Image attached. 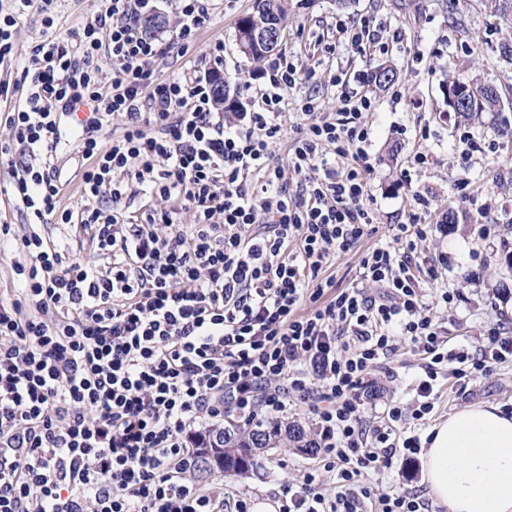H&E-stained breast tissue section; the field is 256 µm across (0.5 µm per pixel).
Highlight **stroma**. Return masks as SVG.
Wrapping results in <instances>:
<instances>
[{
    "instance_id": "obj_1",
    "label": "stroma",
    "mask_w": 512,
    "mask_h": 512,
    "mask_svg": "<svg viewBox=\"0 0 512 512\" xmlns=\"http://www.w3.org/2000/svg\"><path fill=\"white\" fill-rule=\"evenodd\" d=\"M254 0H214L211 18L200 29L188 50L173 49L158 59L154 74L168 78L204 62L216 40L224 42L221 74L230 84V95L243 111H250L263 89L260 67L245 62L235 38L237 20L251 11ZM102 0H32L16 34L25 51L43 37L45 16H52L57 30L68 34L102 10ZM374 16L398 33L400 42L382 56H349L355 76L352 88L371 87V73L387 63L400 73L389 89L375 92V109L365 119L372 128L368 193L376 200L380 222L373 234L350 251L337 255L328 270L337 288L350 287L358 276L362 255L388 241V227L408 221L413 191L424 192L430 205L428 222H444L420 246V259L439 260L438 278L422 286L433 311L448 331L452 349L472 348L485 327L501 323L512 329V139L500 133L501 120L485 117L483 123L464 125L448 106L446 84L479 76L496 87L502 98V120L512 122V62L500 54V44L512 36V14L491 12L486 0H350L340 9L336 0H289L283 50L302 67L334 66L323 56L319 41L336 38L337 18L358 20ZM428 164H414L417 153ZM28 156L21 145L0 158V225H10L0 237V301L11 302L19 283L13 266L25 262L24 236L39 233L66 255L91 264H103L91 229L77 224H32L5 192ZM456 295L442 304L441 291ZM424 372L418 357L402 346L387 355L361 390L369 421H379L389 403L410 406ZM430 422L475 403L490 402L512 409V366L495 369L460 392L451 380L438 378ZM318 459L284 448L266 452L259 474L250 478L215 472L204 486L222 485L225 492L248 500H277L282 486L300 483Z\"/></svg>"
}]
</instances>
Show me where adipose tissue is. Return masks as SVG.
Masks as SVG:
<instances>
[{
    "label": "adipose tissue",
    "instance_id": "ef3b65f1",
    "mask_svg": "<svg viewBox=\"0 0 512 512\" xmlns=\"http://www.w3.org/2000/svg\"><path fill=\"white\" fill-rule=\"evenodd\" d=\"M423 481L448 512H512V411L475 403L427 432Z\"/></svg>",
    "mask_w": 512,
    "mask_h": 512
}]
</instances>
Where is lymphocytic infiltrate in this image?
<instances>
[{
	"instance_id": "lymphocytic-infiltrate-1",
	"label": "lymphocytic infiltrate",
	"mask_w": 512,
	"mask_h": 512,
	"mask_svg": "<svg viewBox=\"0 0 512 512\" xmlns=\"http://www.w3.org/2000/svg\"><path fill=\"white\" fill-rule=\"evenodd\" d=\"M209 0H180L175 36H142L135 23L153 0H106L103 13L64 35L45 18L22 67L25 98L5 124L33 159L11 196L38 224L93 228L104 267L65 260L36 233L14 265V300L0 302V512H249L194 478L204 433L233 410L257 422L285 412L287 396L312 400L321 470L284 487L279 512H430L410 491H374L371 477L413 460L434 408L438 376L460 388L512 364V332L491 327L475 350L449 349L420 286L418 248L432 234L417 211L393 238L362 256L356 283L335 289L336 255L377 221L367 192L374 100L345 95L336 116L296 96L316 69L280 54L262 69L253 111L211 110L208 78L158 79L153 65L189 48ZM337 47L392 51L370 19L337 20ZM108 50L111 84L95 60ZM91 106L82 129V194L61 209L49 160L60 142L57 104ZM298 137L283 150L281 119ZM124 125L103 135L112 116ZM135 194L178 199L195 220L166 209L128 217ZM411 346L425 373L409 408L388 406L367 425L359 391L381 358ZM336 491L320 490V472Z\"/></svg>"
}]
</instances>
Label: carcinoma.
Instances as JSON below:
<instances>
[{"instance_id": "obj_1", "label": "carcinoma", "mask_w": 512, "mask_h": 512, "mask_svg": "<svg viewBox=\"0 0 512 512\" xmlns=\"http://www.w3.org/2000/svg\"><path fill=\"white\" fill-rule=\"evenodd\" d=\"M288 10L284 8L283 0H254L252 11L240 18L242 22H252L256 19L284 29ZM399 79L397 70L391 65H380L371 75L375 89L384 90ZM470 104L456 110L461 121L472 123L482 117L485 112H494L499 106L500 96L497 89L476 81L469 82ZM298 445L301 451L309 450L314 454L317 440L306 433L305 429L295 423L281 420H271L258 427L248 422L232 424L227 428L212 433L205 443L206 451L199 458L198 476L219 469L226 475H247L261 468L262 462L258 456L249 454L251 448Z\"/></svg>"}]
</instances>
